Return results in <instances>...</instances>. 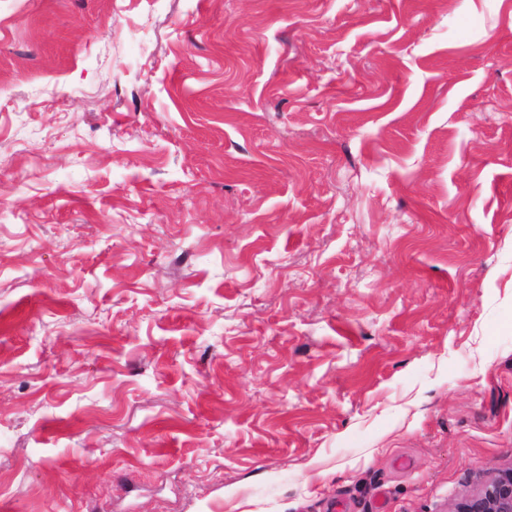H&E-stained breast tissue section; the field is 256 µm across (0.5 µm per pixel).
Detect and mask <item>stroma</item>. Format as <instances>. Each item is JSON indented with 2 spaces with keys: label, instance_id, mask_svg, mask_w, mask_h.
I'll list each match as a JSON object with an SVG mask.
<instances>
[{
  "label": "stroma",
  "instance_id": "stroma-1",
  "mask_svg": "<svg viewBox=\"0 0 512 512\" xmlns=\"http://www.w3.org/2000/svg\"><path fill=\"white\" fill-rule=\"evenodd\" d=\"M511 466L512 0H0V512Z\"/></svg>",
  "mask_w": 512,
  "mask_h": 512
}]
</instances>
